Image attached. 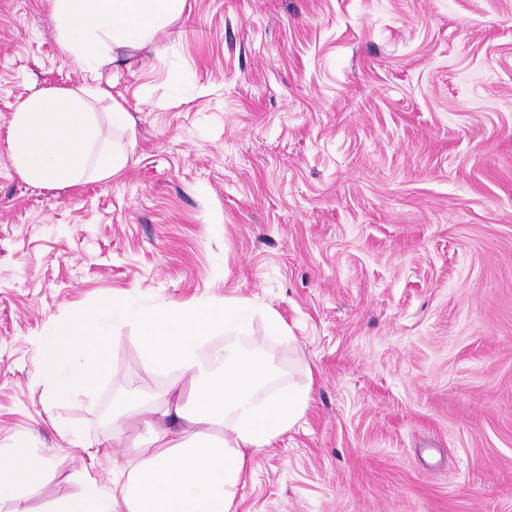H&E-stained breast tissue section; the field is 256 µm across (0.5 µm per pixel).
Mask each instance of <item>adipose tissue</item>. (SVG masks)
I'll return each instance as SVG.
<instances>
[{"mask_svg": "<svg viewBox=\"0 0 512 512\" xmlns=\"http://www.w3.org/2000/svg\"><path fill=\"white\" fill-rule=\"evenodd\" d=\"M59 42L84 68L114 61L117 50L152 45L179 19L185 0H49ZM107 102L113 125L128 126L126 108L103 86L79 90L40 89L17 105L9 127L14 167L35 185L75 184L119 174L125 156L96 151L98 131L89 102ZM245 301L200 300L166 307L133 305L116 297L85 309L68 326L40 343V368L53 395L68 398L111 371L105 345L108 320L132 323L149 366L174 368L190 378L188 397L165 406L184 427L178 434L153 431L152 454L128 469L121 496L86 482L53 512H231L236 487L253 456L291 429L304 415L311 385L284 384L264 392L265 361L238 353L233 345L201 357V342L215 333L246 332ZM224 431L223 438L212 428ZM46 457L17 446L0 454V500L32 490Z\"/></svg>", "mask_w": 512, "mask_h": 512, "instance_id": "obj_1", "label": "adipose tissue"}]
</instances>
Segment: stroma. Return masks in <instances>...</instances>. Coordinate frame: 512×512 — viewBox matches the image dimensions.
Segmentation results:
<instances>
[{"label":"stroma","mask_w":512,"mask_h":512,"mask_svg":"<svg viewBox=\"0 0 512 512\" xmlns=\"http://www.w3.org/2000/svg\"><path fill=\"white\" fill-rule=\"evenodd\" d=\"M49 9L0 0V450L49 459L0 512L112 489L160 396L188 389L117 322L111 374L54 399L42 337L116 295L246 299L238 347L311 384L232 512H512V0H185L94 72ZM99 82L133 118L93 105L122 173L20 178L18 103ZM131 380L146 403L100 423Z\"/></svg>","instance_id":"35a3bbf8"}]
</instances>
